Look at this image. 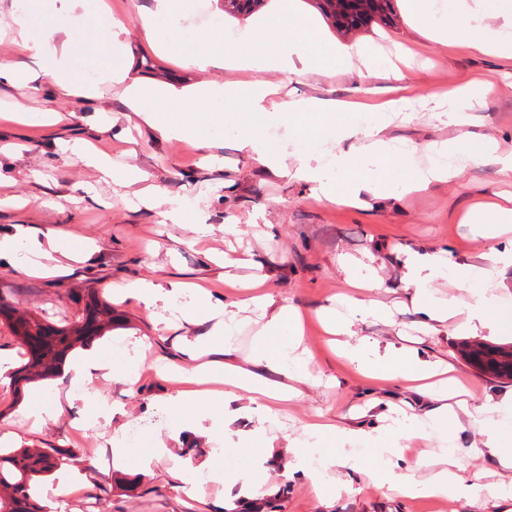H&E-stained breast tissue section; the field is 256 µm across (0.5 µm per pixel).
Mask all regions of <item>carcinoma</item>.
Here are the masks:
<instances>
[{
    "mask_svg": "<svg viewBox=\"0 0 512 512\" xmlns=\"http://www.w3.org/2000/svg\"><path fill=\"white\" fill-rule=\"evenodd\" d=\"M266 0H224V14L236 17L261 10ZM311 5L344 36L370 23L393 22L392 0H310ZM0 322L9 326L26 348L27 361L15 373L14 384L49 380L77 346H87L112 330L116 317L112 303L95 288L86 289L82 316L65 325H54L35 315L18 316L13 303L0 295ZM459 352L482 373L512 380V346L464 341ZM54 448H15L0 452V512H45L33 496V486L57 466Z\"/></svg>",
    "mask_w": 512,
    "mask_h": 512,
    "instance_id": "1",
    "label": "carcinoma"
}]
</instances>
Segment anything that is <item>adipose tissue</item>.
<instances>
[{
	"instance_id": "adipose-tissue-1",
	"label": "adipose tissue",
	"mask_w": 512,
	"mask_h": 512,
	"mask_svg": "<svg viewBox=\"0 0 512 512\" xmlns=\"http://www.w3.org/2000/svg\"><path fill=\"white\" fill-rule=\"evenodd\" d=\"M409 15L423 25L429 39L438 45L460 42L482 54L512 57V9L508 7L490 11L486 0H404ZM138 17L142 29L159 41H168L180 27L177 0H153L152 6L141 7ZM86 18L85 0H51L48 17H39L26 8L13 14L14 42L22 55L35 61L40 70L52 80L55 92L63 97L91 101L97 98L100 84L109 82L124 85L125 101L137 112L154 114L162 111L169 101L168 93L160 88H140L122 68H100L97 82L79 80L73 67L77 56V35ZM233 49L228 53L215 50L186 56L187 66L205 68L215 60H222L225 68L253 72V79L227 82L221 85H200L191 101L194 107L213 113L223 110L224 103H244L253 112L286 113L293 117L297 127H320L335 112H358L363 116L359 143H348V131L337 129L338 147L331 159H324L317 146L299 153L294 163L276 158L266 150L258 134L245 136L242 146L261 164L277 163L282 175L318 185L321 199L330 203L360 205L361 193L383 197L395 193L421 192L432 185L451 182L459 178L462 169L456 161L455 142L426 143L421 147H399L389 139L386 130L390 115L413 108L414 100L408 95L405 76L393 59L376 46L336 45L325 43L319 30L305 17L293 16L289 7L271 13L261 23L247 24L232 31ZM355 68L366 77L385 73L393 81L391 99L369 104L359 99L339 100L317 97H290L282 95L281 84L266 80L265 72L277 69L305 75L321 72L336 73ZM487 80L478 79L464 88L449 90L436 96L434 108L446 123L455 127L466 126L475 106L485 97ZM494 215V225H486L487 215ZM463 223L483 224L489 237H497L500 227L512 224V197L499 200H479L468 207ZM61 239L42 244L31 236L26 225H16L13 234L0 237V261L20 264L28 272H39L52 262L54 254L65 253ZM405 287L412 290L414 299L423 301L424 323L431 329L449 328L457 310H465L464 329L490 327L487 311L492 300L512 289L503 272L512 267V249H490L476 256L470 263L451 265L448 253L412 252L406 261ZM346 291L337 299L346 308L345 314L335 309H324L321 319L329 332L348 336L349 341L340 349V356L359 372L386 381L397 379L420 380L431 376L435 366L430 361L402 347H380L378 341L362 337L352 338L355 321L384 319L387 307L376 301H367L363 292L383 289V281L358 267L343 270ZM454 274L460 288L466 290L469 300L457 307L455 299L433 297L431 289L436 279ZM268 297L258 285H245L236 299L207 304L202 318L209 321V331L185 341L187 359L196 361L193 373L201 386L193 400L182 399L170 403L175 414L176 429L183 430L198 421L200 404L208 402L211 393L207 384L224 382L232 389L251 394L252 411L262 430L274 433L280 429L279 405L294 393V383L309 379L306 366L298 353L303 342L298 314L281 307L271 318L269 326L277 335L276 342L264 343L250 356L249 367L236 364L202 362L201 357L213 352L216 343L232 335L241 309L266 307ZM264 367L279 374L276 382L267 381L255 372ZM108 371L113 377L128 381L138 370L133 356L112 358L111 355L90 347L72 366V385H79L90 372ZM433 402L425 417L396 414L382 435L374 437L360 429L340 428L320 422L305 425L302 437L293 439L291 471H306L307 461L318 452L323 440L334 436L344 449L329 454L323 463L324 471L314 478L317 496H335L347 491L345 483L335 479L332 468L364 469L373 485L385 487L397 495L410 499H445L448 497L469 503L489 497L501 503L512 502V484L483 486L461 471L455 452L442 448V466L426 479L414 474L394 471V459L414 436L434 435L440 440L448 438V417L461 412L469 426L479 432L483 440L475 447L477 455L495 461L505 470L512 471V456L498 451L504 429L512 427V395L490 397L473 403L460 399L456 380L447 387L429 390Z\"/></svg>"
}]
</instances>
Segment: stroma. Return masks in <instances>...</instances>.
I'll use <instances>...</instances> for the list:
<instances>
[{
  "instance_id": "stroma-1",
  "label": "stroma",
  "mask_w": 512,
  "mask_h": 512,
  "mask_svg": "<svg viewBox=\"0 0 512 512\" xmlns=\"http://www.w3.org/2000/svg\"><path fill=\"white\" fill-rule=\"evenodd\" d=\"M107 16L121 18L126 30L112 44V64L127 68L138 81L181 94L200 84H224L233 72L217 63L200 70L187 67L186 53L216 45L223 28L246 24V17H225L223 28H213L186 16L187 41L170 48L148 38L137 15L146 0H102ZM295 10L313 17L324 38L337 42L381 44L410 51L413 66L407 76L418 104L409 118H395L386 134L397 142L421 145L458 140L463 152L493 144L497 156L512 155V59L477 53L459 43L440 46L425 28L411 21L403 0H395L392 25L374 24L346 37L340 36L307 0H296ZM151 60L153 71L141 63ZM273 82L286 85L294 97L345 98L355 87L376 90L385 97L389 80L361 78L357 72L333 75H287L267 72ZM490 79L491 92L471 125L454 128L440 121L432 95ZM40 91L30 86L0 83V237L25 224L34 237L53 233L65 237L72 255L60 258L53 274L34 276L0 262V295L12 299L18 313H34L58 322L76 320V297L85 289H98L111 300L117 325L96 340L101 349L118 348L141 359L138 378L119 383L92 373L84 386L112 404V419L99 420L94 409L70 394V378L57 374L39 392L60 402V412L42 429L30 431L31 402L17 397L12 386L0 385V432H16L15 446L56 448L70 454L85 472L66 496L51 497L44 490L57 482L56 473L41 479L36 498L46 512H226L223 484L199 480L197 472L180 471L181 463L209 460L226 475L249 474L254 492L237 502L234 512H499L494 500L477 505L447 499L441 502L407 499L371 485L363 472L343 470L341 478L351 493L332 499L318 498L309 478L289 473L290 437L304 423L321 419L345 428L382 427L374 404L378 401L409 414L427 408L414 384L378 383L339 360L317 318L318 312L343 288L341 266L359 261L374 268L387 285L377 300L390 305L383 322H360L358 336L376 339L380 346H405L429 361L452 368L475 399L512 393V382L488 378L472 368L456 351L458 332H432L421 323L417 307L403 290L405 260L409 252L443 249L457 263L472 260L492 247L511 242L508 237L487 239L474 224L461 221L470 200L512 193V176L504 177L496 158L466 168L463 180L437 184L427 191L402 196H365L359 207L333 205L317 199L314 183L271 172L253 160L241 145L240 132L263 126L283 153L304 149L308 134L286 120L261 118L233 107L222 132L206 128L207 115L183 104L169 105L152 121L133 112L124 101V89L103 85L91 102L77 98H49L51 81L41 77ZM23 104L37 113L52 107L65 114L64 124L39 126L6 120L5 112ZM110 122L107 132L90 130L93 111ZM172 123L187 128L179 137L162 136L157 127ZM81 139L111 155L114 163L145 172L150 184L175 201L192 200L189 210L176 219L161 220L157 209L121 202L113 183L99 179L74 153ZM206 224L210 235L195 241L193 225ZM234 225V234L224 231ZM240 281H259L276 305L297 309L305 323L310 383L299 385L289 402L278 435L262 433L257 418L236 423L221 434L203 420L192 430L173 431L166 413L168 400L190 390L189 382L164 376L162 365L191 369L182 345L197 336V326L182 321H158L153 309L132 298L120 299V288L148 280L162 287L173 283L203 288L213 298L231 296L225 274ZM94 425L83 428L84 420ZM135 423L143 435L136 455L112 447L113 435L125 434ZM448 432L466 454V476L479 484L512 480L488 458L471 454L481 437L468 425L449 421Z\"/></svg>"
}]
</instances>
